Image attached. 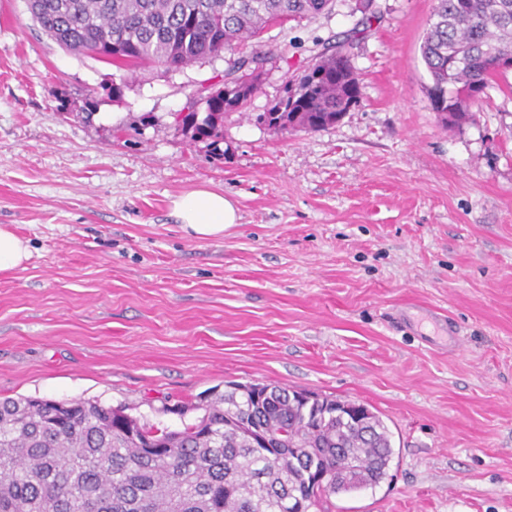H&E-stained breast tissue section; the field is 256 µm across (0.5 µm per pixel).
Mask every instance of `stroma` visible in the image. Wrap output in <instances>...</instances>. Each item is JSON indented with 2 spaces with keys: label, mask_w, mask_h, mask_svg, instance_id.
I'll list each match as a JSON object with an SVG mask.
<instances>
[{
  "label": "stroma",
  "mask_w": 512,
  "mask_h": 512,
  "mask_svg": "<svg viewBox=\"0 0 512 512\" xmlns=\"http://www.w3.org/2000/svg\"><path fill=\"white\" fill-rule=\"evenodd\" d=\"M375 4L371 22L336 0L270 29L288 52L218 156L179 114L227 57L131 74L0 0V224L32 249L0 275V398L97 400L168 430L230 382L352 400L391 432L388 476L311 512H512V70L444 126L420 51L434 0ZM318 42L346 43L360 103L314 133L258 124ZM198 188L235 201L223 238L172 215ZM428 309L457 346L403 327Z\"/></svg>",
  "instance_id": "1"
}]
</instances>
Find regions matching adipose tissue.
<instances>
[{
	"mask_svg": "<svg viewBox=\"0 0 512 512\" xmlns=\"http://www.w3.org/2000/svg\"><path fill=\"white\" fill-rule=\"evenodd\" d=\"M171 210L181 229L198 241L223 237L225 230L239 220L235 202L209 189H196L174 197Z\"/></svg>",
	"mask_w": 512,
	"mask_h": 512,
	"instance_id": "adipose-tissue-1",
	"label": "adipose tissue"
}]
</instances>
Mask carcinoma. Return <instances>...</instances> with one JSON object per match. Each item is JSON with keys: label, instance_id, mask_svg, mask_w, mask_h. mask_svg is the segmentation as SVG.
<instances>
[{"label": "carcinoma", "instance_id": "1", "mask_svg": "<svg viewBox=\"0 0 512 512\" xmlns=\"http://www.w3.org/2000/svg\"><path fill=\"white\" fill-rule=\"evenodd\" d=\"M336 0H26L34 21L63 49L131 73L148 65L177 71L239 53L221 89L191 98L183 130L215 147L224 114L245 108L254 73L280 48L263 35L290 21L330 12ZM433 111L445 124L466 116L465 103L508 70L512 0H436L421 43ZM285 97L256 122L306 133L339 122L362 98L347 51L315 53L284 85ZM205 105L199 116L198 106ZM288 443L258 448L244 423ZM148 429L122 420L99 401L0 399V512H294L309 497L312 472L327 474L331 495L376 486L388 474L391 433L364 404L323 398L308 404L274 384H232L207 403V414L166 445L148 448ZM352 460L349 467L336 459Z\"/></svg>", "mask_w": 512, "mask_h": 512}]
</instances>
